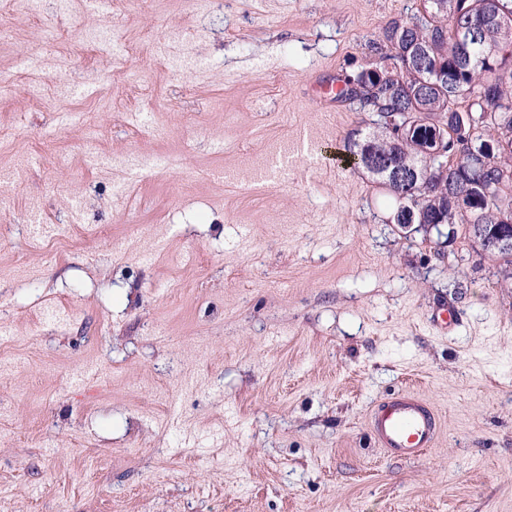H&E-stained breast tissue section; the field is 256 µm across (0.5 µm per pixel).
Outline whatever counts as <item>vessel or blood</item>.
<instances>
[{"label":"vessel or blood","instance_id":"1","mask_svg":"<svg viewBox=\"0 0 512 512\" xmlns=\"http://www.w3.org/2000/svg\"><path fill=\"white\" fill-rule=\"evenodd\" d=\"M376 445L391 459L415 460L433 448L441 423L421 395L406 391L377 401L368 416Z\"/></svg>","mask_w":512,"mask_h":512}]
</instances>
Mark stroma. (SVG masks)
Instances as JSON below:
<instances>
[{"instance_id":"1","label":"stroma","mask_w":512,"mask_h":512,"mask_svg":"<svg viewBox=\"0 0 512 512\" xmlns=\"http://www.w3.org/2000/svg\"><path fill=\"white\" fill-rule=\"evenodd\" d=\"M415 3L133 5L108 87L59 0L0 17V512H512V265L387 223L370 114L314 91ZM409 390L441 433L403 462L368 413ZM62 3L69 4V7H60L57 22L46 29L48 35L54 39L66 37L77 25H81L82 22V14L79 12L82 1L70 0L63 1Z\"/></svg>"}]
</instances>
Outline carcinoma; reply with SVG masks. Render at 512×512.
Segmentation results:
<instances>
[{"label": "carcinoma", "mask_w": 512, "mask_h": 512, "mask_svg": "<svg viewBox=\"0 0 512 512\" xmlns=\"http://www.w3.org/2000/svg\"><path fill=\"white\" fill-rule=\"evenodd\" d=\"M479 25L480 38L455 40L454 30ZM369 48L378 62L340 79V101L373 115V126L348 137L345 151L394 201L391 224H464L480 237L512 234V213L500 203L502 178L512 173V0H420L414 13L386 22ZM405 112L426 124L398 140L387 133ZM448 126L456 161L443 175L426 152L435 124Z\"/></svg>", "instance_id": "carcinoma-1"}]
</instances>
